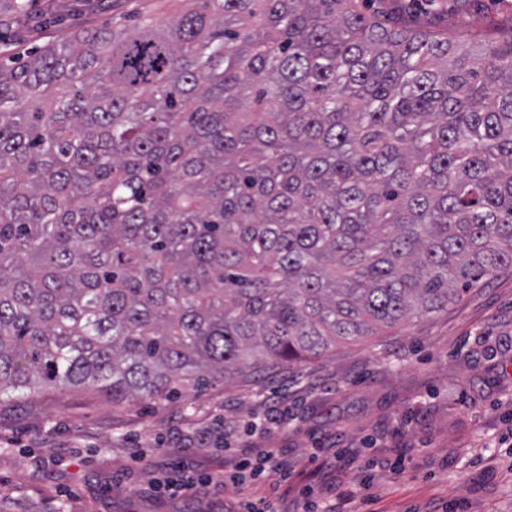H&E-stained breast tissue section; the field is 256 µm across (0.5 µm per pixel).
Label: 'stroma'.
<instances>
[{
    "mask_svg": "<svg viewBox=\"0 0 512 512\" xmlns=\"http://www.w3.org/2000/svg\"><path fill=\"white\" fill-rule=\"evenodd\" d=\"M185 0H33L49 25L16 26L17 50L75 29L179 16ZM466 39L512 0H412ZM279 451L281 491L231 482L225 462ZM210 478L194 497L186 477ZM512 512V270L447 311L252 379L123 403L82 386L0 402V512H242L260 497L301 512Z\"/></svg>",
    "mask_w": 512,
    "mask_h": 512,
    "instance_id": "stroma-1",
    "label": "stroma"
}]
</instances>
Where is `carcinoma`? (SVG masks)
<instances>
[{
	"label": "carcinoma",
	"instance_id": "carcinoma-1",
	"mask_svg": "<svg viewBox=\"0 0 512 512\" xmlns=\"http://www.w3.org/2000/svg\"><path fill=\"white\" fill-rule=\"evenodd\" d=\"M0 60V397L160 399L512 268V17L188 0Z\"/></svg>",
	"mask_w": 512,
	"mask_h": 512
}]
</instances>
